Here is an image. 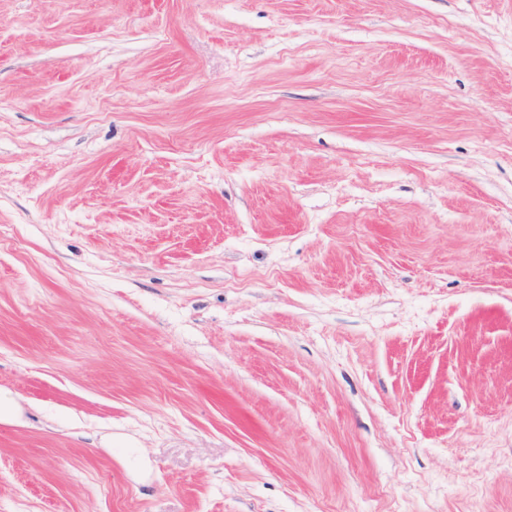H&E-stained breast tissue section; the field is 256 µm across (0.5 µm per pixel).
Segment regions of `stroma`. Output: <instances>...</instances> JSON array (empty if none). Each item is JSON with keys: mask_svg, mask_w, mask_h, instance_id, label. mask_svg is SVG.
I'll use <instances>...</instances> for the list:
<instances>
[{"mask_svg": "<svg viewBox=\"0 0 512 512\" xmlns=\"http://www.w3.org/2000/svg\"><path fill=\"white\" fill-rule=\"evenodd\" d=\"M0 512H512V0H0Z\"/></svg>", "mask_w": 512, "mask_h": 512, "instance_id": "35a3bbf8", "label": "stroma"}]
</instances>
